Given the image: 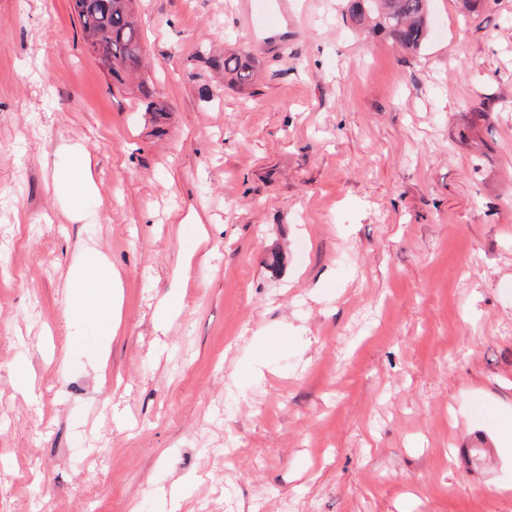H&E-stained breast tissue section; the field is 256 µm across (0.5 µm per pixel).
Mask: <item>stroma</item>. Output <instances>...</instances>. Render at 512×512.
<instances>
[{
  "mask_svg": "<svg viewBox=\"0 0 512 512\" xmlns=\"http://www.w3.org/2000/svg\"><path fill=\"white\" fill-rule=\"evenodd\" d=\"M242 2L135 0L119 84L71 0H0V512H512V0L415 55ZM224 78L229 85L244 86L254 76L252 57L243 53H232L224 56ZM76 172L80 180L79 187L69 188L68 193L71 201V208L75 214L79 213L80 208V196L81 193L86 189L92 182V158L90 154L81 152L77 155L76 161ZM85 280H90L97 288L96 307L102 311H108L112 314V272L107 268L104 261L100 258H94L82 268L79 269L74 288H79Z\"/></svg>",
  "mask_w": 512,
  "mask_h": 512,
  "instance_id": "35a3bbf8",
  "label": "stroma"
}]
</instances>
